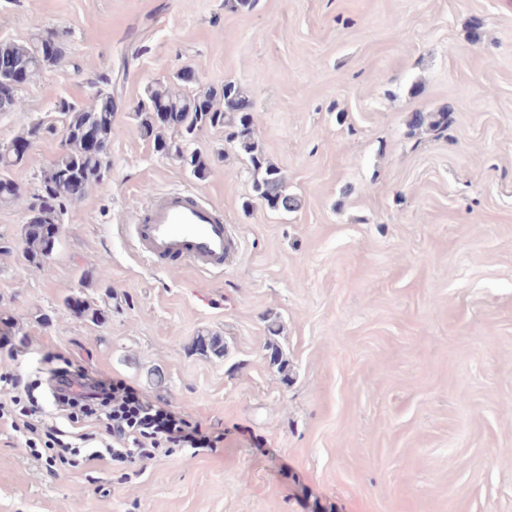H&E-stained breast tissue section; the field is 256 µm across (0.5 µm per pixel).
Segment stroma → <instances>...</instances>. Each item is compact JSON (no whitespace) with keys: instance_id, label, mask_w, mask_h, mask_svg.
<instances>
[{"instance_id":"obj_1","label":"stroma","mask_w":512,"mask_h":512,"mask_svg":"<svg viewBox=\"0 0 512 512\" xmlns=\"http://www.w3.org/2000/svg\"><path fill=\"white\" fill-rule=\"evenodd\" d=\"M48 34L65 56L0 112V147L100 81L120 104L110 169L43 264L0 203V371L51 414L39 364L60 355L221 441L51 476L0 424V512H512V0H0V43ZM185 69L243 88L298 210L253 200L223 130L199 137L202 179L155 152L137 102ZM441 110L445 135L411 133ZM61 140L12 168L28 201ZM168 190L223 207V273L134 248L126 224ZM84 295L106 321L68 310ZM408 124L412 131L425 126L437 135H441L448 130V113L415 112Z\"/></svg>"}]
</instances>
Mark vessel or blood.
I'll list each match as a JSON object with an SVG mask.
<instances>
[{"instance_id":"b4317fda","label":"vessel or blood","mask_w":512,"mask_h":512,"mask_svg":"<svg viewBox=\"0 0 512 512\" xmlns=\"http://www.w3.org/2000/svg\"><path fill=\"white\" fill-rule=\"evenodd\" d=\"M130 229L134 244L150 259L189 263L203 272H223L237 249L223 208L192 191L153 198L136 213Z\"/></svg>"}]
</instances>
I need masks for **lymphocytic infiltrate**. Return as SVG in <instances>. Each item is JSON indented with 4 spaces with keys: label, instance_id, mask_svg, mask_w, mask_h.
Instances as JSON below:
<instances>
[{
    "label": "lymphocytic infiltrate",
    "instance_id": "f902f5d3",
    "mask_svg": "<svg viewBox=\"0 0 512 512\" xmlns=\"http://www.w3.org/2000/svg\"><path fill=\"white\" fill-rule=\"evenodd\" d=\"M50 380L63 381L69 376L90 380L101 391V402L89 403L73 396L56 399L55 404L67 421V428L43 418L35 404H24L22 394L29 385L22 376L8 372L0 374V391L7 392L10 400L0 403V422L24 433L25 443L33 456L44 462L50 473L69 465L68 429L79 430L86 424H96L89 440L98 444L88 453V460L109 458L124 463L132 456H152L167 445L185 444L192 448H211L215 439L204 433L200 426L190 425L175 412L166 410L142 397L134 388L112 378L90 377L87 370L70 360L49 367Z\"/></svg>",
    "mask_w": 512,
    "mask_h": 512
}]
</instances>
